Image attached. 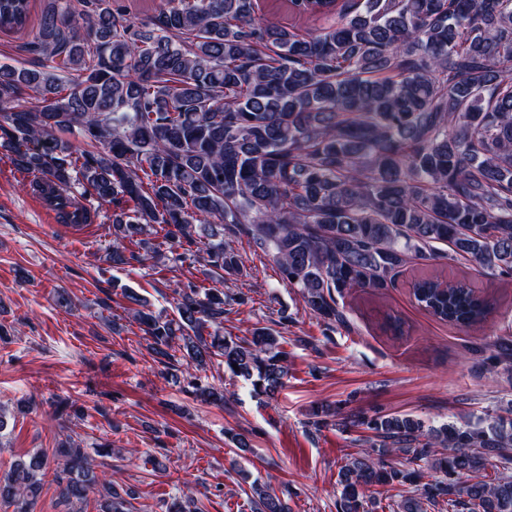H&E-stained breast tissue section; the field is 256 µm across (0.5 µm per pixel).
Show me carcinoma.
<instances>
[{
    "instance_id": "cac0c4a2",
    "label": "carcinoma",
    "mask_w": 512,
    "mask_h": 512,
    "mask_svg": "<svg viewBox=\"0 0 512 512\" xmlns=\"http://www.w3.org/2000/svg\"><path fill=\"white\" fill-rule=\"evenodd\" d=\"M30 0H0V28L24 26ZM324 21L311 34L257 15V0H167L139 28L111 0H52L33 41L32 68L0 64V142L11 162L83 224L74 199L133 207L113 214L114 266L175 260L205 239L210 275L242 272L232 236L272 256L282 280L327 324L337 298L381 292L413 262L464 259L512 273V0H289ZM77 134L91 149L61 139ZM134 244L144 254L129 251ZM174 316L137 306L148 347L233 375L273 394L288 376L281 336L255 327L224 335V291L189 283ZM419 306L463 327L491 309L469 282L412 284ZM490 371H512V340ZM238 368H233V365ZM364 427L367 450L340 468V512H376L373 487H413L399 512H512V417L487 426L427 427L410 416L336 411ZM499 468L485 474L484 454ZM54 480L84 503L96 485L78 444L62 449ZM389 454L402 456L391 463ZM48 458L34 454L0 480V499L33 512ZM433 479H427V471ZM257 512H289L255 481ZM100 507L124 512L103 485Z\"/></svg>"
}]
</instances>
